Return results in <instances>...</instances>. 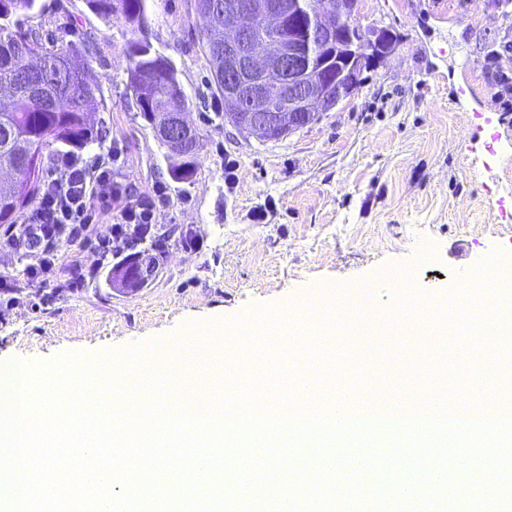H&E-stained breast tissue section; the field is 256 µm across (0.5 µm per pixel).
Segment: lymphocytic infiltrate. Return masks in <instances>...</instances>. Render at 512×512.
Returning a JSON list of instances; mask_svg holds the SVG:
<instances>
[{"label":"lymphocytic infiltrate","instance_id":"f902f5d3","mask_svg":"<svg viewBox=\"0 0 512 512\" xmlns=\"http://www.w3.org/2000/svg\"><path fill=\"white\" fill-rule=\"evenodd\" d=\"M120 157V151L112 148L90 157L62 154L53 161L34 207L11 232L14 242L23 244L31 255L30 281H46L56 269V243L62 238L96 265L119 260L142 245L160 250L151 231L154 211L166 202L167 194L159 187L150 198H132L112 178ZM97 224L109 225V233H94Z\"/></svg>","mask_w":512,"mask_h":512}]
</instances>
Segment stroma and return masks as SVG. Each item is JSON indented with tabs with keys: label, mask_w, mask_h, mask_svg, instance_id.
<instances>
[{
	"label": "stroma",
	"mask_w": 512,
	"mask_h": 512,
	"mask_svg": "<svg viewBox=\"0 0 512 512\" xmlns=\"http://www.w3.org/2000/svg\"><path fill=\"white\" fill-rule=\"evenodd\" d=\"M148 6L150 40L173 60L199 134L187 182L171 178L176 159L134 102L122 20L101 18L86 0H37L18 17L48 44L94 41L91 119L101 136L84 153L119 146L114 177L133 197L165 186L154 230L169 238L155 279L133 291L102 273L66 287L69 270L87 259L60 240L57 275L27 286L0 314V364L170 340L194 325L253 321L266 307L293 308L327 339L322 309L354 293L412 324L428 315V295L492 258L512 259V103L493 91L496 72L512 77V0H360L356 25L389 31L390 52L363 70L352 96L270 141L225 123L194 0ZM493 52L500 59L491 70ZM466 85L473 95L454 101ZM490 120L502 134L491 153ZM416 344L413 336H357L332 365L349 382L363 372L362 395L380 388L392 396ZM364 349L373 363L355 370Z\"/></svg>",
	"instance_id": "1"
}]
</instances>
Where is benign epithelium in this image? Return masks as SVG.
I'll use <instances>...</instances> for the list:
<instances>
[{"label": "benign epithelium", "instance_id": "1", "mask_svg": "<svg viewBox=\"0 0 512 512\" xmlns=\"http://www.w3.org/2000/svg\"><path fill=\"white\" fill-rule=\"evenodd\" d=\"M359 0H333L327 14L309 10L307 0H224V116L237 131L274 140L312 123L351 96L364 68L385 56L390 44L377 30L351 24ZM265 30L269 37L255 41ZM336 48V66L321 52ZM192 127L183 112L167 113L159 135L175 150L192 147ZM140 286L158 267L142 254L130 255Z\"/></svg>", "mask_w": 512, "mask_h": 512}]
</instances>
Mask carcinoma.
Wrapping results in <instances>:
<instances>
[{"label":"carcinoma","instance_id":"carcinoma-1","mask_svg":"<svg viewBox=\"0 0 512 512\" xmlns=\"http://www.w3.org/2000/svg\"><path fill=\"white\" fill-rule=\"evenodd\" d=\"M37 0H0V100L10 101L0 110V168L17 170L19 178L11 185H0V223L10 224L18 211L33 204L41 188L42 150L56 144L83 149L98 138L88 119V106L98 84L91 78L90 66L81 75L61 72L73 58L72 42L46 46L38 32L24 29L13 18L32 11ZM198 12L214 7L208 26L200 37L203 54L214 61L224 57V0H194ZM96 14L124 21L133 38L129 54L133 59L128 85L143 118L157 127L159 113L178 112L186 107V95L172 60L148 39L150 26L148 0H87ZM30 56L45 60L43 74L26 71ZM197 149L178 153L180 163L171 171L174 179L188 181L195 173Z\"/></svg>","mask_w":512,"mask_h":512}]
</instances>
